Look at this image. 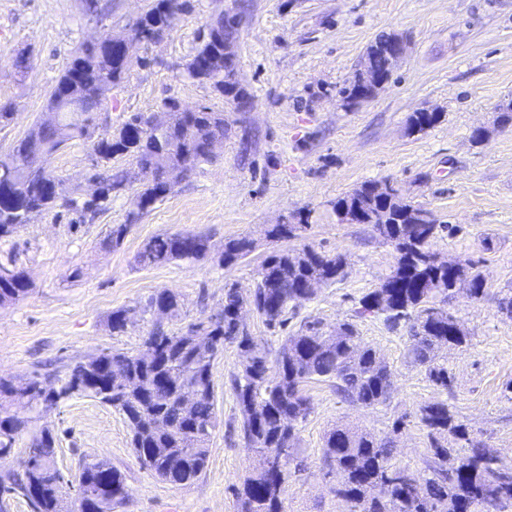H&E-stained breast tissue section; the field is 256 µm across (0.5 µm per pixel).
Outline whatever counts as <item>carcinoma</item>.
<instances>
[{"instance_id":"1","label":"carcinoma","mask_w":512,"mask_h":512,"mask_svg":"<svg viewBox=\"0 0 512 512\" xmlns=\"http://www.w3.org/2000/svg\"><path fill=\"white\" fill-rule=\"evenodd\" d=\"M187 4L155 0L154 5L130 27L126 37L136 43L153 41L157 25L168 30L179 21ZM208 38L197 39L195 54L187 66L196 79L195 66L208 62L210 85L229 105L249 98L224 72V44L239 41V26L224 23L217 15L204 25ZM389 35L378 37L366 51L381 80L389 82L393 70L385 53ZM130 68L112 55L108 46L88 45L75 54L56 79L50 94L47 118L37 123L6 155H0V241L11 238L38 213L72 211L79 220H92L107 210L112 198L131 189L139 172L152 178L135 196L136 209L125 222L112 225L106 244L119 246L132 224L175 186L198 174L214 155L210 146L224 140V113L184 112L173 97L165 124L145 128L147 113L133 112L118 127L110 116L108 93L126 78ZM343 104L358 105L377 95L356 76L339 90ZM78 99L87 112L82 121L70 115ZM444 113L421 110L408 119L410 133H423L438 124ZM90 143L92 173L99 196L78 202L68 194L65 182L49 168V160L68 142ZM116 156L135 160L138 171H112ZM379 180H369L336 197L333 209L339 222L368 224L396 251V264L373 291L359 300L355 316H377L391 328L408 327L411 361L424 368L434 384L448 388V367L440 363L443 349L468 346V336L448 311L447 305L464 294L473 301L486 294L477 263L460 257L455 266L428 261L430 242L447 224H427L430 210L396 191H378ZM310 213L299 214L296 224H275L268 235L275 241L292 239L309 226ZM254 249L246 236L224 241L219 262L231 267ZM211 252L207 235L176 232L157 235L138 252L142 267L175 262L193 263ZM346 259L306 245L300 249L272 251L257 271L254 287L243 293L236 285H224V306L215 318L192 320L178 332L155 327L144 338L152 353L129 354L120 350L89 354L68 367L60 385L50 386L35 374L23 384L0 378V466L13 458L17 441L26 430L12 426L11 407L21 404L40 415L78 393L99 400L118 412L131 433V447L142 467L158 480L190 487L205 471L209 441L217 425L213 404V365L224 345L234 344L244 357L241 371L230 377L231 390L240 411V435L247 447L267 455L288 449L281 477L268 471L254 472L236 490L239 512H286L284 494L292 470H301L295 455L299 425L311 412L306 383L330 382L336 391L363 406L384 404L392 394V373L377 352L360 343L352 322L331 331L319 321H305L295 335L283 337L270 358L267 342L247 332L242 314L253 311L274 330L288 331V310L314 299L318 291L344 277ZM29 292L25 271L12 262L0 265V305L12 304ZM184 299L169 289L151 295L145 309L164 311L171 317L183 312ZM136 309L112 312L114 333L125 331ZM53 390L50 398L46 389ZM420 423L430 430L433 456L424 473L415 474L421 488L412 490L403 478L407 468L390 464L393 441L346 426H334L324 436L323 458L336 469L340 482L334 493L346 512H504L512 505V475H503L498 450L471 434L457 421L445 403H429L419 409ZM54 432L31 436L21 471H0V510L8 497L20 495L33 512H61L69 496L81 498L83 512H114L129 496L124 474L110 463L90 460L71 481L55 464Z\"/></svg>"}]
</instances>
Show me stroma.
<instances>
[{
    "mask_svg": "<svg viewBox=\"0 0 512 512\" xmlns=\"http://www.w3.org/2000/svg\"><path fill=\"white\" fill-rule=\"evenodd\" d=\"M153 2L99 0V12L91 14L82 0H0V105L15 112L0 126V154L44 117L55 80L75 53L101 36L124 34ZM191 3L163 39L134 46L137 63L112 92V121L156 111L173 96L183 107L223 113L228 136L214 161L143 215L118 247L103 241L133 210L128 194L113 199L94 223L74 226L45 212L0 242V264L16 262L31 284L24 299L0 307V377L19 382L38 372L61 378L69 364L92 353L140 352L153 324L176 332L187 321L217 314L225 284L252 288L276 247L267 237L271 225L307 210L310 226L293 247L344 255L346 276L299 305L288 330L297 333L304 320L328 328L355 320L362 344L391 368L393 390L386 404L365 407L342 400L330 383L308 384L312 411L300 425L297 447L304 468L289 480L288 512H345L333 491L339 476L322 460L324 435L336 425L392 435L391 464L423 471L431 438L417 412L432 402L447 403L511 468L512 402L505 389L512 385V318L499 312L497 298L512 290V127H493L492 120L499 104L512 101V0H249L237 66V79L252 98L246 112L187 76L198 29L227 5ZM388 33L407 41L390 84L373 99L344 107L339 88L366 46ZM20 52L28 68L17 67ZM422 109L444 117L426 132L409 133V116ZM479 126L489 135L476 145L471 132ZM91 164L89 143L75 140L49 166L82 199ZM384 179L396 181L439 223L454 226V233L432 240L434 252L448 260L470 257L485 279L484 299L460 295L449 305L470 345L440 352L453 377L445 391L411 362L406 329L353 317L359 299L394 266L396 252L369 226L339 223L332 203L364 181ZM180 231L209 233L217 252L225 240L241 236L255 249L230 268L212 261L136 263L146 241ZM165 288L182 295L181 317L138 314L124 333H112L113 310L141 305ZM242 363L233 345L215 358L217 427L207 468L188 488L163 483L143 468L122 417L94 398L73 396L35 417L30 428L54 431L55 463L67 478H77L92 459L120 469L130 495L116 512H238L235 492L262 463L229 435L240 413L228 377Z\"/></svg>",
    "mask_w": 512,
    "mask_h": 512,
    "instance_id": "stroma-1",
    "label": "stroma"
}]
</instances>
